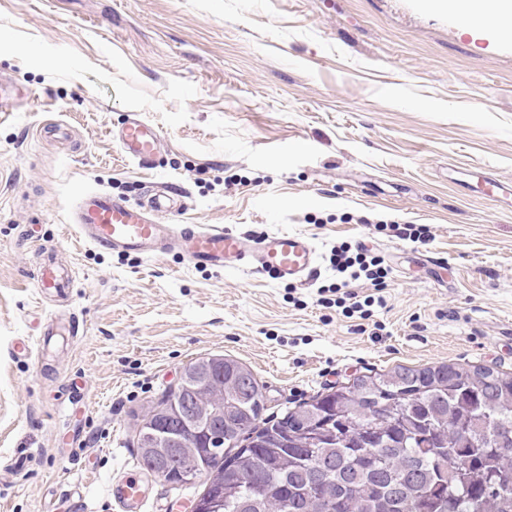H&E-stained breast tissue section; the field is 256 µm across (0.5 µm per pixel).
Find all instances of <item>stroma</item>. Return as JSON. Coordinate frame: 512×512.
Returning <instances> with one entry per match:
<instances>
[{
    "label": "stroma",
    "instance_id": "obj_1",
    "mask_svg": "<svg viewBox=\"0 0 512 512\" xmlns=\"http://www.w3.org/2000/svg\"><path fill=\"white\" fill-rule=\"evenodd\" d=\"M1 79L26 100L0 112V512H117L142 416L208 354L253 372L268 418L398 363L512 372V200L456 183L461 167L512 181V37L422 0H0ZM132 117L159 130V167L123 156ZM152 186L178 224L310 237L317 274L144 259L68 222L77 189L136 203ZM342 244L389 270L347 286L384 297L369 318L334 303ZM50 251L63 296L36 287ZM49 315V349L17 356ZM203 490L154 478L149 512Z\"/></svg>",
    "mask_w": 512,
    "mask_h": 512
}]
</instances>
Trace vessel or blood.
<instances>
[{
  "mask_svg": "<svg viewBox=\"0 0 512 512\" xmlns=\"http://www.w3.org/2000/svg\"><path fill=\"white\" fill-rule=\"evenodd\" d=\"M159 140L156 127L138 118L130 119L118 137L123 154L141 163L154 160ZM476 187L479 198L495 200L507 185L482 172ZM172 212L169 198L161 192L133 205L91 189L76 197L69 221L82 238L100 248L146 259L178 252L192 264L217 271L249 268L289 282L307 281L317 270L316 249L303 235L255 238L221 226L172 224L167 220ZM113 496L119 512H144L149 484L142 477L129 476L116 486Z\"/></svg>",
  "mask_w": 512,
  "mask_h": 512,
  "instance_id": "b4317fda",
  "label": "vessel or blood"
}]
</instances>
